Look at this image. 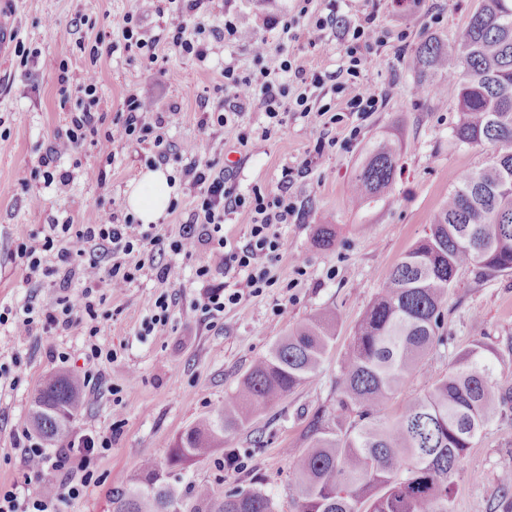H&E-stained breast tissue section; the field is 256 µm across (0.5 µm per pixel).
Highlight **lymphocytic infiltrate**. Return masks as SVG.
Returning a JSON list of instances; mask_svg holds the SVG:
<instances>
[{
  "label": "lymphocytic infiltrate",
  "mask_w": 512,
  "mask_h": 512,
  "mask_svg": "<svg viewBox=\"0 0 512 512\" xmlns=\"http://www.w3.org/2000/svg\"><path fill=\"white\" fill-rule=\"evenodd\" d=\"M297 11L282 25L287 39L300 37L315 38L327 27L336 25L333 16L312 14V0H296ZM205 0H136L135 13L126 15L121 25L119 41L105 45V52L121 48L130 58L150 62L158 58L157 48L166 45L177 49L186 56L206 60L209 55V41L220 38L222 33L233 32L232 20H225L220 31H208L205 22H197L195 28H188L186 15L197 13ZM154 12L167 15L168 20L161 35L142 38L138 21L141 14ZM380 25L376 12H368L358 18L356 24L345 26L343 50L345 64L336 74V92L345 99L347 112L363 117L371 112L381 111L385 100L382 93L361 88L359 78L369 65L370 55L380 41ZM289 76L296 88L294 105L296 111L306 118L309 127L317 128L326 124L341 122L343 115L332 112L328 105H314L309 101V86L321 84L318 75H309L296 58L282 60L278 70H260L259 74L240 75L234 67L224 69V89L235 98L258 100L264 109L270 127L282 125V99L286 89L282 76ZM81 95L79 109L71 113L64 130L59 131L53 143L39 160L47 182L56 186L58 193H67L71 176L59 171L57 162L64 155L81 146L88 138L104 134L106 140L149 143L157 150L158 160H166L168 147L165 135L181 120L177 108L161 110L153 102L131 95L113 119H106L99 110L100 96L98 78L95 72L86 71L78 85ZM346 112V113H347ZM111 122V130H104V122ZM206 145H199L194 158L180 170L181 178L197 192L198 201L191 211L182 232L177 238L163 240L154 234L151 225L138 223L131 216H119L111 209L103 210L94 219L73 225L70 222H52L44 228V241L36 245L20 240L17 253L25 259L31 272H39L42 265L41 251L55 250L61 267L70 268L75 259H82V292L79 301L69 297L58 300L55 308L38 310L26 308L23 318L17 319V331H29L33 323H42L46 330H60L73 336L88 338L86 359L96 364L102 349L95 338L100 332L98 314L95 309V293L100 283L110 281L113 291L119 292L137 280L145 262L144 254L151 249H169L176 255L190 254L200 240H207L211 246L206 263L196 271L197 277H209L213 271L224 269L242 273L238 288L230 292H214L207 298L206 310L214 316L223 315L227 306L238 304L244 294H259L273 287L275 280L265 266L266 259L282 245L276 231L277 225L288 223L296 214V207L288 195L291 171H284L279 191L274 195L253 192L252 195L239 193L236 186L218 169L216 162L207 159ZM238 215L249 228V239L239 249H224V217ZM112 445L108 436L86 441L83 446L62 448L47 453L36 439H28L23 447L24 460L30 474L40 476L51 471L62 470L71 458L87 461L96 453Z\"/></svg>",
  "instance_id": "1"
}]
</instances>
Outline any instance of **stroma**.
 Segmentation results:
<instances>
[{"label": "stroma", "instance_id": "stroma-1", "mask_svg": "<svg viewBox=\"0 0 512 512\" xmlns=\"http://www.w3.org/2000/svg\"><path fill=\"white\" fill-rule=\"evenodd\" d=\"M478 5L479 0H317L321 14L349 22L377 10L383 42L375 47L361 83L382 92L386 106L363 121L356 145L330 150L304 174L300 167L313 143L343 138L346 129L341 124L310 128L291 111V97L283 99L288 107L283 125L272 131L264 110L245 103L237 117L238 127L251 134L244 154L230 129L198 126L203 105L225 96L224 66L234 65L244 73L274 69L285 54L321 74V86L312 91L313 103L343 111L335 90L343 63L339 31L326 29L313 42L284 38L281 26L293 13L294 0H208V25L223 26L229 15L236 20V32L211 40L206 61L168 48L152 64L129 62L120 49L90 55L98 41L116 40L117 27L134 0H0L13 47L0 57V313L18 314L27 305L50 309L64 293L77 297L80 279H72L63 293L54 277L29 274L16 254L19 239L41 234L52 218L79 224L103 209L124 210L127 191L146 170V156L154 152L151 146L127 141L84 143L61 160L62 169L73 177L64 195L43 177H31L39 156L77 106L76 100L62 101L59 72L67 73L74 88L86 70L96 71L101 109L111 117L132 94L162 109L177 105L182 120L166 135L171 146L166 166L171 172H178L181 160L192 158L202 140L209 143L208 159L226 166L243 194L255 189L277 193L283 170L296 172L288 194L299 216L279 225L284 245L266 262L277 286L244 296L223 315L209 318L204 309L208 294L234 285L239 276L219 270L198 278L196 270L209 255L205 242L189 256H155L121 292L101 283L96 341L115 358L98 365L95 392L88 395V405L72 422L65 441L108 434L112 446L91 458L93 479L83 495L60 499L57 512H110L112 490L138 474L145 455L164 460L177 437L213 414L289 325L328 307L337 315L336 341L316 377L261 410L249 427L227 436L224 449L171 478L178 490L205 483L219 496L237 486L255 488L272 498L275 512H296L286 451L304 447L303 434L315 412L335 403L336 378L361 313L392 266L424 236L434 211L461 175L489 159V150L458 145L452 136L461 117L455 86H448L442 98L429 97L418 91L408 69V56L423 39L450 38ZM435 14L442 21L434 27L430 18ZM402 31L408 34L403 46L397 41ZM261 39L269 42L271 52L258 61L250 47ZM19 46L38 49V57L21 64L15 52ZM391 131L403 144L402 170L392 198L351 205L349 177L372 145ZM231 156L236 163L230 167L226 160ZM90 166L101 171V181L86 178ZM25 175L30 181L24 186L20 179ZM35 195L41 196L42 208L31 206ZM321 224L334 226V245L317 244ZM160 265L170 269L163 283L156 277ZM163 292L173 299L172 315L165 326L144 335L142 323ZM282 305L288 308L284 318L277 314ZM444 312L450 341L430 358L433 372L444 374L457 352L483 339L497 345V375L503 384L512 385V351L507 348L512 340V275L482 280L473 270H460ZM85 354L84 337L49 333L38 323L20 335L13 321L0 323V490L15 491L19 507L40 492L42 482L57 485L81 474L73 465L46 474L44 481L31 479L16 444L32 430L36 390L61 369L85 375ZM228 447L236 453L231 464L224 460ZM461 466L467 477L455 487L451 512H491L500 495L501 473L512 466V415L495 418L480 432Z\"/></svg>", "mask_w": 512, "mask_h": 512}]
</instances>
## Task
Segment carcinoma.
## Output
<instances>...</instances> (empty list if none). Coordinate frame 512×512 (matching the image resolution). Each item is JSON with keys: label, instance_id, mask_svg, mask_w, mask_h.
<instances>
[{"label": "carcinoma", "instance_id": "1", "mask_svg": "<svg viewBox=\"0 0 512 512\" xmlns=\"http://www.w3.org/2000/svg\"><path fill=\"white\" fill-rule=\"evenodd\" d=\"M417 88L435 97L458 88L455 141L490 147L492 161L464 173L433 214L425 236L392 267L366 307L341 365L336 403L309 423L305 448H287L298 512H450L461 459L497 413L512 411V386L497 381V348L483 340L436 376L428 356L445 345L443 307L457 274H512V0H481L448 39L413 51ZM402 147L382 139L348 183L357 205L393 192ZM336 339V311L318 309L288 330L240 378L224 405L185 430L165 462L146 456L140 472L112 493V512H273L257 489L222 498L206 484L186 497L168 482L224 446L262 407L310 383ZM419 374L427 391L386 414L389 400ZM85 405L83 384L61 370L34 397L31 421L47 448L65 437ZM494 512H512V467L501 475Z\"/></svg>", "mask_w": 512, "mask_h": 512}]
</instances>
